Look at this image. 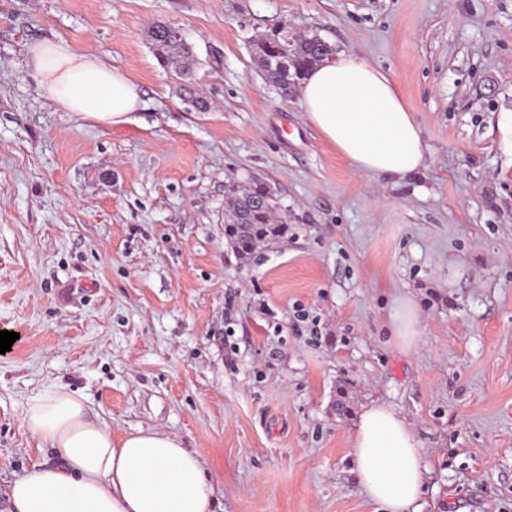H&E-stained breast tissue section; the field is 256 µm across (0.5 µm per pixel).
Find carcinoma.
Masks as SVG:
<instances>
[{"label":"carcinoma","instance_id":"cac0c4a2","mask_svg":"<svg viewBox=\"0 0 512 512\" xmlns=\"http://www.w3.org/2000/svg\"><path fill=\"white\" fill-rule=\"evenodd\" d=\"M154 56L163 67L181 79L180 95L194 101L197 111H209V103L194 87L193 44L184 38L174 39L165 25L155 24L147 31ZM336 52V48L319 37L294 33L275 23L255 42L254 53L266 79L283 95L296 92L315 65ZM288 234V220L277 196L269 195V184L254 180L231 184L224 207V236L243 263L256 259L259 246L273 244Z\"/></svg>","mask_w":512,"mask_h":512}]
</instances>
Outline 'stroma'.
Instances as JSON below:
<instances>
[{
    "label": "stroma",
    "instance_id": "1",
    "mask_svg": "<svg viewBox=\"0 0 512 512\" xmlns=\"http://www.w3.org/2000/svg\"><path fill=\"white\" fill-rule=\"evenodd\" d=\"M153 21L193 43L211 111L182 103ZM281 21L390 73L422 171L355 172L267 81L253 45ZM54 38L129 74L134 122L39 95L27 47ZM253 177L289 230L243 264L224 199ZM398 295L417 345L391 332ZM2 330L0 512L58 460L22 425L57 385L113 439H183L214 512H380L350 451L374 403L419 443L421 512H512V0H0Z\"/></svg>",
    "mask_w": 512,
    "mask_h": 512
}]
</instances>
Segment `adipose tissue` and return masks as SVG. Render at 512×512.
I'll return each instance as SVG.
<instances>
[{"instance_id": "adipose-tissue-1", "label": "adipose tissue", "mask_w": 512, "mask_h": 512, "mask_svg": "<svg viewBox=\"0 0 512 512\" xmlns=\"http://www.w3.org/2000/svg\"><path fill=\"white\" fill-rule=\"evenodd\" d=\"M26 75L60 112L120 126L142 106L124 69L61 38L29 45ZM299 98L308 123L357 172L402 179L423 169L418 122L391 75L365 56L340 51L324 60ZM22 425L61 462L34 464L17 479L9 512H211L203 462L177 436L140 429L113 441L85 396L62 385L28 397ZM351 452L361 486L383 512H420L426 468L402 416L384 404L368 406Z\"/></svg>"}]
</instances>
